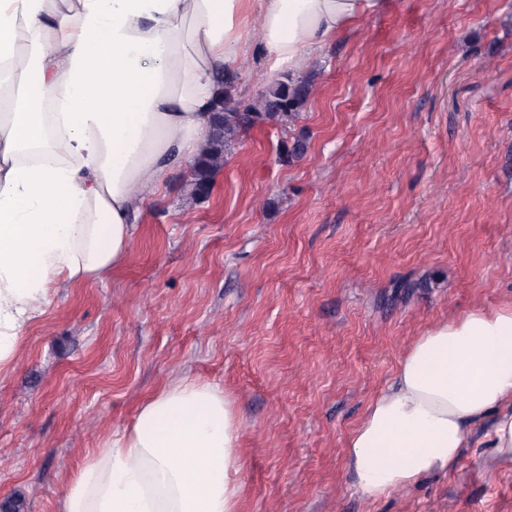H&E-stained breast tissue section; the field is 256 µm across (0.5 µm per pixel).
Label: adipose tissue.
Returning a JSON list of instances; mask_svg holds the SVG:
<instances>
[{"mask_svg":"<svg viewBox=\"0 0 512 512\" xmlns=\"http://www.w3.org/2000/svg\"><path fill=\"white\" fill-rule=\"evenodd\" d=\"M388 0H0V372L58 283L126 256L132 217L209 135L218 77L265 51L302 72ZM489 423L512 457V305L430 326L349 434L376 500L448 472ZM241 420L217 385H166L87 451L60 512H239Z\"/></svg>","mask_w":512,"mask_h":512,"instance_id":"ef3b65f1","label":"adipose tissue"}]
</instances>
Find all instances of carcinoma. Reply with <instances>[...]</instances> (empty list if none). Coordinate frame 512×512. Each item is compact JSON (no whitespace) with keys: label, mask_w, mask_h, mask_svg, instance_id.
I'll list each match as a JSON object with an SVG mask.
<instances>
[{"label":"carcinoma","mask_w":512,"mask_h":512,"mask_svg":"<svg viewBox=\"0 0 512 512\" xmlns=\"http://www.w3.org/2000/svg\"><path fill=\"white\" fill-rule=\"evenodd\" d=\"M234 82L235 76L224 77L217 97V111L222 116L215 121L205 147L191 164L190 193L197 199L201 198L203 188L213 187L227 153L244 133L263 124H292L305 106L310 90L309 78L285 76L273 82L255 102L241 104L229 91Z\"/></svg>","instance_id":"carcinoma-1"}]
</instances>
